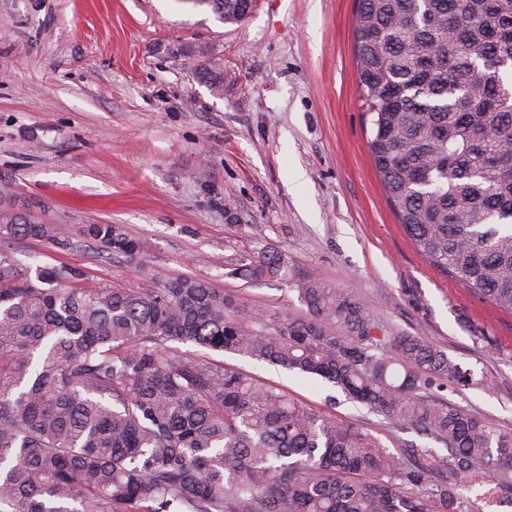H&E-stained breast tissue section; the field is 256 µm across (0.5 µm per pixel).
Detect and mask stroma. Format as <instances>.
I'll list each match as a JSON object with an SVG mask.
<instances>
[{
	"instance_id": "35a3bbf8",
	"label": "stroma",
	"mask_w": 512,
	"mask_h": 512,
	"mask_svg": "<svg viewBox=\"0 0 512 512\" xmlns=\"http://www.w3.org/2000/svg\"><path fill=\"white\" fill-rule=\"evenodd\" d=\"M358 0H258L237 24L189 0H0V212L71 228L67 246L0 235L25 265L67 264L139 288L180 276L234 294L242 311L303 315L296 292L230 276L255 247L352 292L394 332L423 337L471 374L442 392L512 431V313L417 251L367 148ZM224 58V96L167 47ZM85 224H116L140 258L105 251ZM377 437L394 455L415 431L383 423L331 384L187 343Z\"/></svg>"
}]
</instances>
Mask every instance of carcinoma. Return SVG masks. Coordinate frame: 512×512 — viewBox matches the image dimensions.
I'll list each match as a JSON object with an SVG mask.
<instances>
[{
  "mask_svg": "<svg viewBox=\"0 0 512 512\" xmlns=\"http://www.w3.org/2000/svg\"><path fill=\"white\" fill-rule=\"evenodd\" d=\"M226 23L257 0H201ZM368 148L420 255L512 312V0H359ZM177 54L215 98L224 62ZM0 233L66 245L71 230L0 212ZM79 233L130 258L116 224ZM297 292L301 317L237 314L190 276L86 283L0 250V512H462L460 490L512 499V432L437 395L469 373L419 336H390L355 294L255 249L231 270ZM321 378L447 449L397 457L378 438L178 345Z\"/></svg>",
  "mask_w": 512,
  "mask_h": 512,
  "instance_id": "carcinoma-1",
  "label": "carcinoma"
}]
</instances>
